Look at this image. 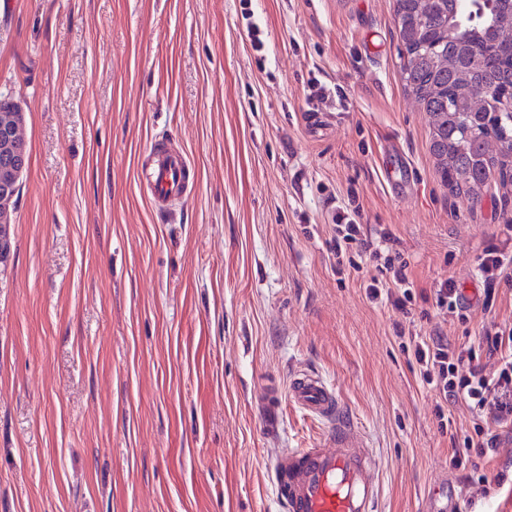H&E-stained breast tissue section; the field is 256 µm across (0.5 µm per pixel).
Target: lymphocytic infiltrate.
<instances>
[{
    "label": "lymphocytic infiltrate",
    "mask_w": 512,
    "mask_h": 512,
    "mask_svg": "<svg viewBox=\"0 0 512 512\" xmlns=\"http://www.w3.org/2000/svg\"><path fill=\"white\" fill-rule=\"evenodd\" d=\"M333 221L337 274L360 270L362 259H369L375 273L363 283L367 298L407 312L414 301L406 274L408 263L392 253L388 236L375 240L365 232L356 196L337 206ZM499 235V242L484 247L478 257L481 305L486 310L493 305L497 286L512 283V225H502ZM434 300L441 325L428 336L410 334L413 355L437 403L461 402L468 407L473 425L462 444L481 456L497 450L503 435L512 434V325L488 321L477 344H457L449 341L443 330L445 324L469 319V307L456 282L450 278L439 282Z\"/></svg>",
    "instance_id": "1"
}]
</instances>
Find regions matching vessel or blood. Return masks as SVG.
<instances>
[{
  "label": "vessel or blood",
  "instance_id": "b4317fda",
  "mask_svg": "<svg viewBox=\"0 0 512 512\" xmlns=\"http://www.w3.org/2000/svg\"><path fill=\"white\" fill-rule=\"evenodd\" d=\"M187 159L154 142L140 178L154 209L166 212L185 191ZM289 400L329 427L330 448L284 451L274 464L276 486L285 512H376L382 492L376 461L352 431L336 390L321 376L296 372L288 383ZM279 388L269 385L259 405L268 429L277 427Z\"/></svg>",
  "mask_w": 512,
  "mask_h": 512
}]
</instances>
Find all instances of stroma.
<instances>
[{
    "label": "stroma",
    "mask_w": 512,
    "mask_h": 512,
    "mask_svg": "<svg viewBox=\"0 0 512 512\" xmlns=\"http://www.w3.org/2000/svg\"><path fill=\"white\" fill-rule=\"evenodd\" d=\"M0 98L23 114L29 166L0 264V512H282L270 461L326 445L325 427L270 383L321 374L373 448L379 512H437L451 433L395 332L428 334L439 281L481 287L478 256L512 224V190L453 195L425 115L400 79L395 0H10ZM330 95L311 123L310 84ZM183 152L187 192L158 214L140 164L155 140ZM398 145L408 188L384 167ZM355 194L369 232L408 258L409 314L370 303L362 271L334 269V199ZM512 323V286L449 325L477 342ZM504 474L460 512H512ZM279 399V388L278 386L271 384L269 385L262 398L259 400V405L264 412L266 427L274 432L277 428V406Z\"/></svg>",
    "instance_id": "stroma-1"
}]
</instances>
